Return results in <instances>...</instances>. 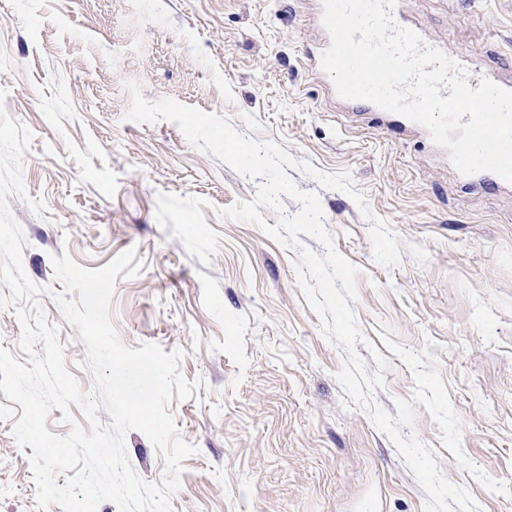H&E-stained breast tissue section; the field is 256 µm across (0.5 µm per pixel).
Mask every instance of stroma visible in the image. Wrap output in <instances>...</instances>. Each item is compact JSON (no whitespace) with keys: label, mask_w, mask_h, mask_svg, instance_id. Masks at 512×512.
Here are the masks:
<instances>
[{"label":"stroma","mask_w":512,"mask_h":512,"mask_svg":"<svg viewBox=\"0 0 512 512\" xmlns=\"http://www.w3.org/2000/svg\"><path fill=\"white\" fill-rule=\"evenodd\" d=\"M406 8L449 49L512 72V0ZM317 37L308 0H0V107L33 134L28 197L8 203L68 371L92 388L86 345L52 298L63 289L52 256L98 269L131 249L112 300L118 339L183 351L180 372L199 385L169 407L198 448L170 495L173 512H423L427 495L368 413L345 409L337 376L346 355L322 336L297 253L222 216L252 200L257 181L194 148L173 122L128 119L132 83L147 100L223 115L321 171L349 173L351 195L290 175L317 192L337 251L358 269L357 351L383 378L373 402L395 413L414 382L399 357L375 360L370 345L387 336L431 351L465 454L512 485V188L464 182L424 137L340 115L307 68ZM358 194L396 235L398 266L376 262ZM21 415L0 393V512H38L13 434ZM412 431L481 512H512V498L457 465L423 405ZM126 449L142 480L165 479L144 434L129 432Z\"/></svg>","instance_id":"35a3bbf8"}]
</instances>
